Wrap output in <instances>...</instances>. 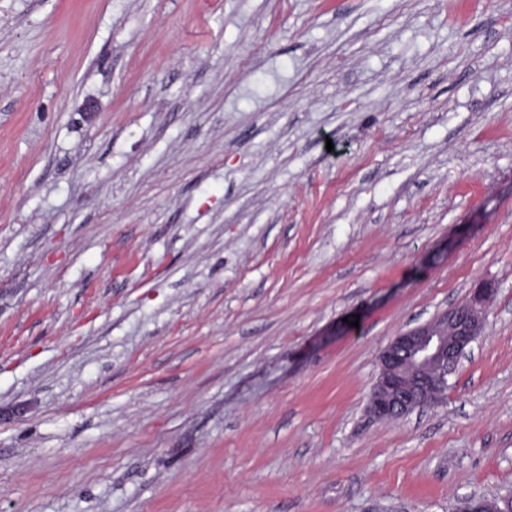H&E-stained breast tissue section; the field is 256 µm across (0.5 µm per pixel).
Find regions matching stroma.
<instances>
[{"instance_id": "35a3bbf8", "label": "stroma", "mask_w": 512, "mask_h": 512, "mask_svg": "<svg viewBox=\"0 0 512 512\" xmlns=\"http://www.w3.org/2000/svg\"><path fill=\"white\" fill-rule=\"evenodd\" d=\"M489 283L447 397L380 351ZM512 491V0H0V512Z\"/></svg>"}]
</instances>
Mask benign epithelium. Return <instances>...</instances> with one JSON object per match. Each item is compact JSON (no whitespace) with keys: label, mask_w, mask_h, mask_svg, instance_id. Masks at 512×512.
<instances>
[{"label":"benign epithelium","mask_w":512,"mask_h":512,"mask_svg":"<svg viewBox=\"0 0 512 512\" xmlns=\"http://www.w3.org/2000/svg\"><path fill=\"white\" fill-rule=\"evenodd\" d=\"M492 285L476 289L473 298L423 325L394 336L379 356V372L367 405L381 421L443 401L448 378L471 344L483 335L484 307Z\"/></svg>","instance_id":"7a95c632"}]
</instances>
